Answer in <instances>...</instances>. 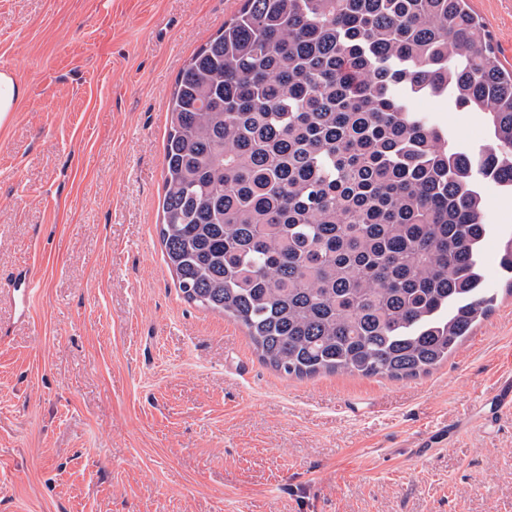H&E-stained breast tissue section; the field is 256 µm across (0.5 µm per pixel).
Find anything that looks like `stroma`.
I'll return each mask as SVG.
<instances>
[{"mask_svg": "<svg viewBox=\"0 0 512 512\" xmlns=\"http://www.w3.org/2000/svg\"><path fill=\"white\" fill-rule=\"evenodd\" d=\"M243 3L0 0V72L26 91L0 127V288L27 262L39 283L28 317L0 297V512H512V416L464 417L512 375V195L485 189L494 308L413 379L285 375L182 297L159 237L168 106ZM469 4L512 68V0ZM413 108L488 138L479 113Z\"/></svg>", "mask_w": 512, "mask_h": 512, "instance_id": "obj_1", "label": "stroma"}]
</instances>
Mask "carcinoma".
Returning <instances> with one entry per match:
<instances>
[{"instance_id": "carcinoma-1", "label": "carcinoma", "mask_w": 512, "mask_h": 512, "mask_svg": "<svg viewBox=\"0 0 512 512\" xmlns=\"http://www.w3.org/2000/svg\"><path fill=\"white\" fill-rule=\"evenodd\" d=\"M426 96L491 141L465 147ZM169 112L167 263L273 369L416 378L491 311L483 187L512 191V69L468 0H244ZM499 267L512 292V237ZM417 112H423L451 129L460 141L478 146L488 138L485 124L477 112H457L438 98H419L413 102Z\"/></svg>"}]
</instances>
